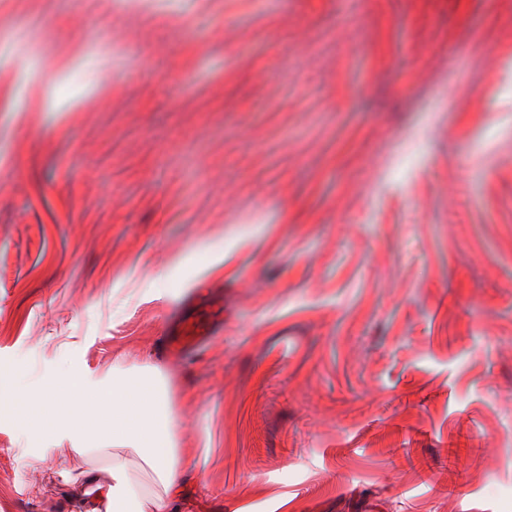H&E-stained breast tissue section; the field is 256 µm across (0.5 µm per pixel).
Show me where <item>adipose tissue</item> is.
Masks as SVG:
<instances>
[{"instance_id": "obj_1", "label": "adipose tissue", "mask_w": 512, "mask_h": 512, "mask_svg": "<svg viewBox=\"0 0 512 512\" xmlns=\"http://www.w3.org/2000/svg\"><path fill=\"white\" fill-rule=\"evenodd\" d=\"M19 429L61 431L87 451L111 450L112 466L76 487L96 512H169L180 498L179 471L194 457L174 433L165 368L146 361L113 367L112 381L53 378L36 388L0 389Z\"/></svg>"}]
</instances>
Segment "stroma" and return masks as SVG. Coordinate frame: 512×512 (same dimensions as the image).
Listing matches in <instances>:
<instances>
[{
  "label": "stroma",
  "mask_w": 512,
  "mask_h": 512,
  "mask_svg": "<svg viewBox=\"0 0 512 512\" xmlns=\"http://www.w3.org/2000/svg\"><path fill=\"white\" fill-rule=\"evenodd\" d=\"M1 165L0 384L163 363L172 512H512V0H0ZM177 336V339H167L163 343V348L166 350H189L202 343L207 336H211V328L205 323L184 319Z\"/></svg>",
  "instance_id": "35a3bbf8"
}]
</instances>
